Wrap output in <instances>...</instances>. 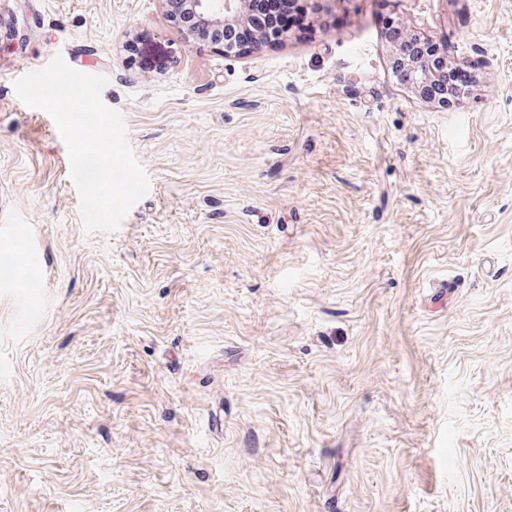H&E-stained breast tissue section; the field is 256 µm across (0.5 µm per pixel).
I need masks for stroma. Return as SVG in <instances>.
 <instances>
[{"mask_svg":"<svg viewBox=\"0 0 512 512\" xmlns=\"http://www.w3.org/2000/svg\"><path fill=\"white\" fill-rule=\"evenodd\" d=\"M386 3L245 54L157 0L0 7V512H512V0H400L478 75L447 108ZM69 42L150 179L111 232L13 85ZM392 65L395 68V72L400 78L402 72H407V83L410 85L416 93H419L418 89H421L424 85L435 81V72L431 67L423 66L420 61L408 60L402 53L401 49L397 46L392 51ZM420 94V93H419Z\"/></svg>","mask_w":512,"mask_h":512,"instance_id":"obj_1","label":"stroma"}]
</instances>
